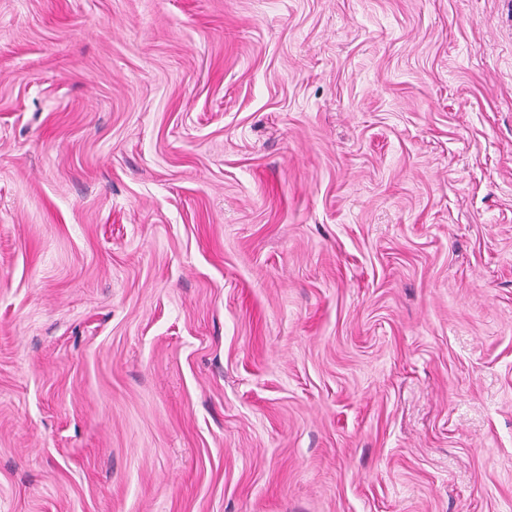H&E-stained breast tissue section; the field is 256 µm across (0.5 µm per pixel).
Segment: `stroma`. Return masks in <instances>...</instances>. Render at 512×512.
<instances>
[{
  "mask_svg": "<svg viewBox=\"0 0 512 512\" xmlns=\"http://www.w3.org/2000/svg\"><path fill=\"white\" fill-rule=\"evenodd\" d=\"M0 512H512V0H0Z\"/></svg>",
  "mask_w": 512,
  "mask_h": 512,
  "instance_id": "1",
  "label": "stroma"
}]
</instances>
